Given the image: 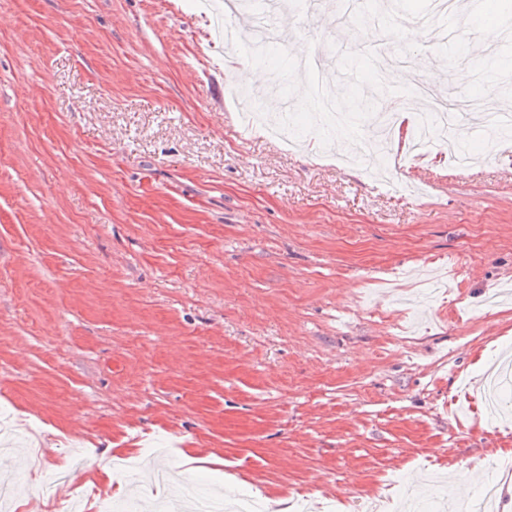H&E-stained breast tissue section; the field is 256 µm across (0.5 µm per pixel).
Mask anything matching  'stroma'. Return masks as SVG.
<instances>
[{
  "mask_svg": "<svg viewBox=\"0 0 512 512\" xmlns=\"http://www.w3.org/2000/svg\"><path fill=\"white\" fill-rule=\"evenodd\" d=\"M275 15L249 58L371 94L347 54L359 19ZM455 42L410 41L433 0L377 30L439 92L469 97L488 51L460 0ZM202 0H0V512H448L484 457L512 460V144L394 179L336 164L355 131L316 130L296 82L295 149L240 125L239 47L207 50Z\"/></svg>",
  "mask_w": 512,
  "mask_h": 512,
  "instance_id": "35a3bbf8",
  "label": "stroma"
}]
</instances>
